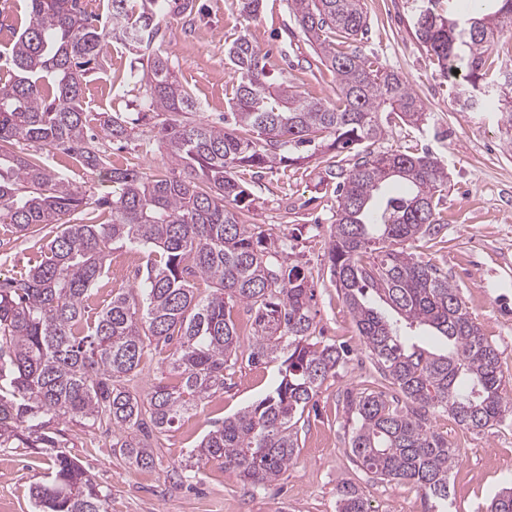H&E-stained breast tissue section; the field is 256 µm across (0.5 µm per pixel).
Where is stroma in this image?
<instances>
[{"label":"stroma","mask_w":512,"mask_h":512,"mask_svg":"<svg viewBox=\"0 0 512 512\" xmlns=\"http://www.w3.org/2000/svg\"><path fill=\"white\" fill-rule=\"evenodd\" d=\"M405 0H362L369 31L358 44L368 60L404 75L411 89L428 106L422 127L383 116V135L374 151L430 152L448 170V187L440 204L442 229L412 245L413 253L447 276L458 288L469 312L501 354L505 394L512 398V146L500 131L497 112L463 110L457 91L432 65L414 38ZM192 16L178 13L168 0L159 41L181 82L201 106L198 119L223 120L232 95L228 48L248 34L263 56L270 79L305 96L326 100L336 93V77L322 65L300 32L288 0H263L257 18L245 20L237 0H194ZM104 66L93 72L84 89V109L92 126L105 116L123 113L134 131L128 140L106 145L111 165L129 163L173 173L164 146L157 139L162 118L139 109L140 86L128 83L127 73L139 70L137 51L119 41L102 50ZM352 168L356 153L320 150L306 161L288 162L257 174L238 169L235 177L253 199L250 223L284 240L283 265L301 268L314 290L312 302L318 341L344 348L348 360L328 378L298 422L297 460L280 480L262 490L244 485L238 473L217 462L208 463L191 482H180L173 468L210 430L214 421L233 416L270 393L279 381L277 365L251 366L239 359L223 391L186 415L163 440L149 481L140 469L110 453L112 436L68 424L73 452L96 480L112 489V512H336V486L355 484L374 512H431L430 504L409 484L379 481L350 459L348 440L356 415L345 406L346 393L389 390L374 364L356 322L332 281L329 234L336 221V181L325 175L329 161ZM50 165L63 172L87 196L109 191L98 173L73 162L60 150L49 155ZM46 242L0 228V279L11 277L39 260ZM111 272L98 282L88 301L99 311L113 291L129 288L134 268L144 267L142 250L114 245ZM433 425L459 451L449 475L452 512H483L489 499L512 484V420L478 433L439 413ZM47 466L38 455L0 449V507L5 512H33L31 485Z\"/></svg>","instance_id":"stroma-1"}]
</instances>
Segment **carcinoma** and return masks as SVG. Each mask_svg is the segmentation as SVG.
I'll return each mask as SVG.
<instances>
[{"label": "carcinoma", "instance_id": "carcinoma-1", "mask_svg": "<svg viewBox=\"0 0 512 512\" xmlns=\"http://www.w3.org/2000/svg\"><path fill=\"white\" fill-rule=\"evenodd\" d=\"M30 19L12 45V76L0 85V223L17 233L48 236L44 257L17 277L0 280V448L40 455L44 478L30 487L35 512H111L112 490L66 451L60 425L76 422L112 431L113 455L140 469L155 467V448L166 432L204 400L224 390L242 348L233 318L250 315L248 362L280 363L281 380L259 402L227 417L178 464L193 478L219 461L254 489L280 479L294 464L297 422L323 383L345 363L348 351L313 340V290L307 276L273 261L275 241L248 224L250 193L233 177L237 168L266 169L286 153L327 147L342 153L384 133L389 112L419 126L426 103L399 72L375 65L357 51L336 49L334 35L357 42L367 31L362 0H288L296 24L320 62L336 75V98L305 97L268 79L261 50L246 35L228 50L234 125L185 123L200 105L179 83L167 53L155 46L164 0H111L101 18L80 0H28ZM409 0L417 41L439 71L459 81L463 108L480 110L512 98V70L489 75L495 39L512 30V0ZM121 32L124 42L147 51L143 106L162 112L158 136L181 175L110 167L95 145L83 88L101 65L103 45ZM113 141L132 128L122 114L103 121ZM38 145L18 153L19 141ZM59 149L112 184V193L89 201L41 149ZM336 222L329 235L333 282L382 372L408 406L381 392L349 400L357 424L348 441L353 462L378 480L403 481L427 500L446 501L449 474L459 453L431 427L447 412L481 432L512 417L502 392L500 354L473 320L459 290L410 248L438 233L437 193L448 180L441 159L399 150L370 153L339 173ZM110 209L112 219L62 225L87 206ZM148 250L145 272L121 289L93 318L86 316L92 287L107 276L112 245ZM211 284L203 295L197 281ZM386 302L398 319L372 305ZM431 330L448 342L435 355L405 329ZM169 348L165 372L141 397L126 382L136 375L144 349ZM338 512H374L355 485L336 487ZM485 512H512V488Z\"/></svg>", "mask_w": 512, "mask_h": 512}]
</instances>
